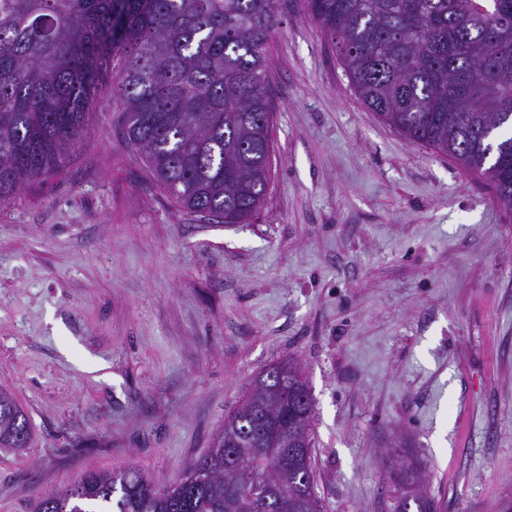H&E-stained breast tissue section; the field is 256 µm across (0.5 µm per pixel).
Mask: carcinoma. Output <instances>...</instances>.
Masks as SVG:
<instances>
[{
	"label": "carcinoma",
	"instance_id": "carcinoma-1",
	"mask_svg": "<svg viewBox=\"0 0 512 512\" xmlns=\"http://www.w3.org/2000/svg\"><path fill=\"white\" fill-rule=\"evenodd\" d=\"M279 0H0V205L63 167L93 118L114 58L127 145L178 211L248 224L262 207L272 151L266 46ZM336 44L362 103L416 144L448 156L512 209V0H304ZM268 400L306 455L269 463L250 401ZM313 406L293 412L257 375L216 435L251 475L212 448L159 486L138 471L89 472L32 512H296L265 494L279 480L321 512L312 478ZM29 421L0 390V447L24 448ZM396 512H439L419 464L392 474Z\"/></svg>",
	"mask_w": 512,
	"mask_h": 512
}]
</instances>
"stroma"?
<instances>
[{
  "instance_id": "obj_1",
  "label": "stroma",
  "mask_w": 512,
  "mask_h": 512,
  "mask_svg": "<svg viewBox=\"0 0 512 512\" xmlns=\"http://www.w3.org/2000/svg\"><path fill=\"white\" fill-rule=\"evenodd\" d=\"M267 47L271 180L248 224L178 212L112 83L62 169L0 206V512L92 471L164 482L254 377L298 363L321 512H393L406 448L442 512H512V214L362 104L303 0ZM29 421L12 395L0 390V447L26 448Z\"/></svg>"
}]
</instances>
